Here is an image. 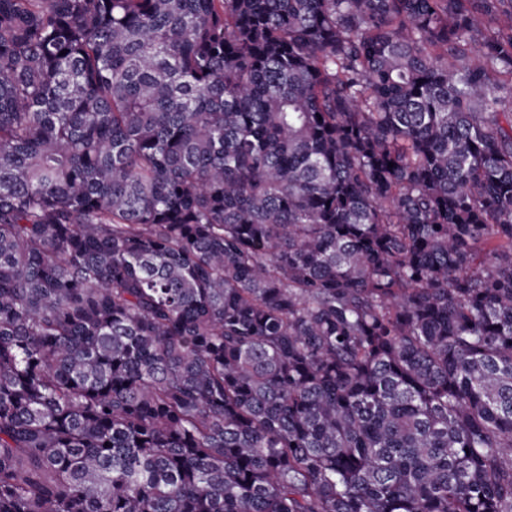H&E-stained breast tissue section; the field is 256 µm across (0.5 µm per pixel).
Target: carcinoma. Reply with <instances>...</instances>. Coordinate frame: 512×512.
<instances>
[{
    "label": "carcinoma",
    "instance_id": "cac0c4a2",
    "mask_svg": "<svg viewBox=\"0 0 512 512\" xmlns=\"http://www.w3.org/2000/svg\"><path fill=\"white\" fill-rule=\"evenodd\" d=\"M504 90L512 0H0V512H512Z\"/></svg>",
    "mask_w": 512,
    "mask_h": 512
}]
</instances>
